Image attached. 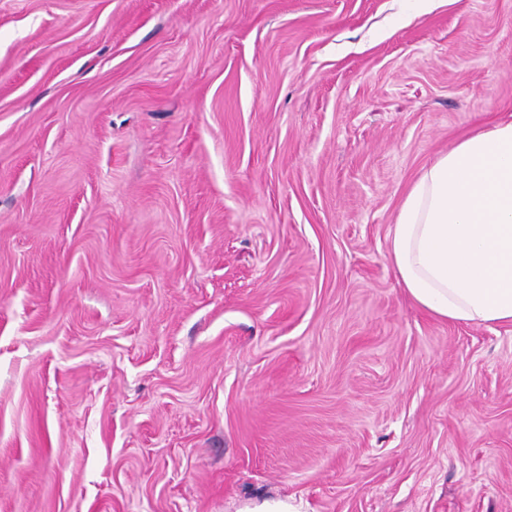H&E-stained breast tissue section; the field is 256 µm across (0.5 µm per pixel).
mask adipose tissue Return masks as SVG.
<instances>
[{
    "label": "adipose tissue",
    "mask_w": 512,
    "mask_h": 512,
    "mask_svg": "<svg viewBox=\"0 0 512 512\" xmlns=\"http://www.w3.org/2000/svg\"><path fill=\"white\" fill-rule=\"evenodd\" d=\"M397 280L431 315L512 324V117L423 169L388 235Z\"/></svg>",
    "instance_id": "adipose-tissue-1"
}]
</instances>
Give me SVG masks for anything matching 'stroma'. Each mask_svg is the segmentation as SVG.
Masks as SVG:
<instances>
[{"label": "stroma", "mask_w": 512, "mask_h": 512, "mask_svg": "<svg viewBox=\"0 0 512 512\" xmlns=\"http://www.w3.org/2000/svg\"><path fill=\"white\" fill-rule=\"evenodd\" d=\"M512 114V0H0V512H512V326L397 283Z\"/></svg>", "instance_id": "stroma-1"}]
</instances>
